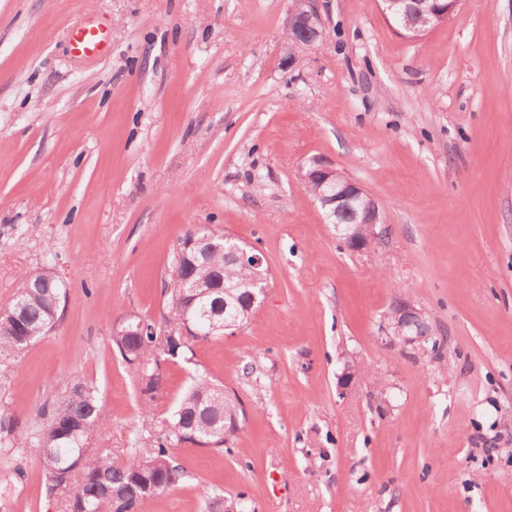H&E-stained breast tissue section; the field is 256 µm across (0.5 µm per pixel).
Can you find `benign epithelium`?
<instances>
[{"mask_svg": "<svg viewBox=\"0 0 512 512\" xmlns=\"http://www.w3.org/2000/svg\"><path fill=\"white\" fill-rule=\"evenodd\" d=\"M384 16L416 13L431 15L443 23L448 19V10L441 0H380ZM323 34V21L316 0H293L288 23V42L291 45H311ZM305 183L315 186L314 199L319 203L328 223L336 230V236L343 240L352 251L367 248L378 233L375 228L382 223V215L377 202L363 187L343 172L319 159L311 160L304 178ZM352 213L359 221L355 224H338L336 215ZM226 259L233 263L250 262L256 268L263 267L264 256L256 249L249 251L235 247L226 253ZM240 310L237 306L224 302V323L220 329L227 331L239 328ZM425 323L422 312L415 307L400 303L393 309L389 327L396 336H405L407 341L416 338L408 336V331Z\"/></svg>", "mask_w": 512, "mask_h": 512, "instance_id": "7a95c632", "label": "benign epithelium"}]
</instances>
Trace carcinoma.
Instances as JSON below:
<instances>
[{"instance_id":"carcinoma-1","label":"carcinoma","mask_w":512,"mask_h":512,"mask_svg":"<svg viewBox=\"0 0 512 512\" xmlns=\"http://www.w3.org/2000/svg\"><path fill=\"white\" fill-rule=\"evenodd\" d=\"M205 234L210 235L205 257L172 254L164 277L166 309L160 319L133 321L142 325L139 336H112L140 388L145 422L154 419L153 402L163 385L162 364L198 341L223 336L224 331L210 327L211 321L224 319V301H243L257 279L249 265H225L223 234L198 232ZM63 288L62 278L51 268L34 271L17 286L10 306L0 312V360L14 357L54 327ZM186 324L200 333L162 335ZM243 417L236 395L197 378L162 430L143 437L119 461L112 450L92 447L107 420L95 388L74 378L65 382L58 396L40 405L26 440L41 451L47 490L57 497L61 512H144L149 500L184 475L173 449L185 445L229 452Z\"/></svg>"}]
</instances>
